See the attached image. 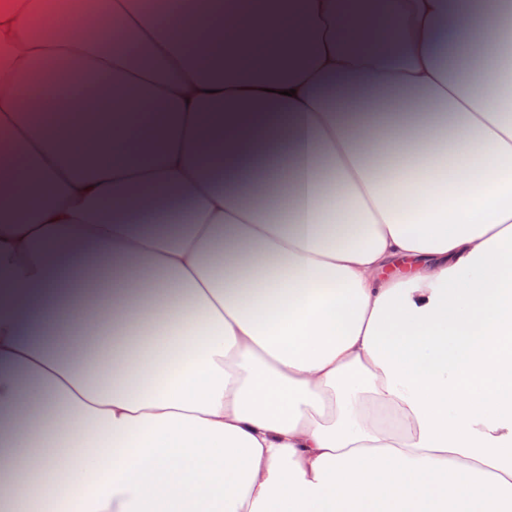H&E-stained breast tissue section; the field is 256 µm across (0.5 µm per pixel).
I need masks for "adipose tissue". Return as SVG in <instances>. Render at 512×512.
<instances>
[{
    "label": "adipose tissue",
    "mask_w": 512,
    "mask_h": 512,
    "mask_svg": "<svg viewBox=\"0 0 512 512\" xmlns=\"http://www.w3.org/2000/svg\"><path fill=\"white\" fill-rule=\"evenodd\" d=\"M171 9L0 5V512H512V0H270L222 74L180 50L213 0Z\"/></svg>",
    "instance_id": "1"
}]
</instances>
